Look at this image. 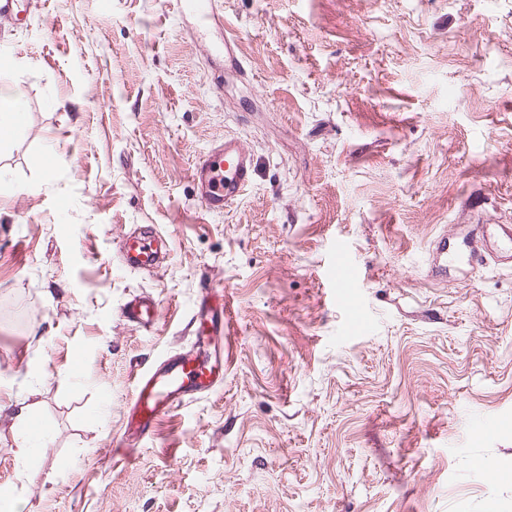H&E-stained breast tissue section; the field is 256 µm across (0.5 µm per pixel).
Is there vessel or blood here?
I'll return each instance as SVG.
<instances>
[{
	"instance_id": "vessel-or-blood-1",
	"label": "vessel or blood",
	"mask_w": 512,
	"mask_h": 512,
	"mask_svg": "<svg viewBox=\"0 0 512 512\" xmlns=\"http://www.w3.org/2000/svg\"><path fill=\"white\" fill-rule=\"evenodd\" d=\"M252 157L234 136L213 146L193 170V181L203 206L220 212L236 202L251 183ZM467 263L473 271L489 264L512 266V224H471L467 227ZM160 237L146 226L124 233L119 251L125 265L150 271L162 259ZM230 299L223 289H203L191 308L189 322L194 338L185 347L160 358L136 378L135 392L127 408L126 436L112 451L125 461L135 458V447L150 440L153 429L165 417L187 408L224 383V349L214 343L230 319ZM121 317L137 329L157 328L159 301L144 293L127 301Z\"/></svg>"
}]
</instances>
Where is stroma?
<instances>
[{
    "label": "stroma",
    "instance_id": "1",
    "mask_svg": "<svg viewBox=\"0 0 512 512\" xmlns=\"http://www.w3.org/2000/svg\"><path fill=\"white\" fill-rule=\"evenodd\" d=\"M211 3L0 6V512H512V267L429 252L512 224V0ZM227 135L252 183L213 213L192 172ZM143 225L153 271L118 251ZM211 283L223 386L115 463ZM142 293L149 332L119 317ZM23 103L17 88L11 87L0 77V144L16 127ZM160 240L161 237L150 226L124 233L119 243L123 262L131 269L153 270L162 259V248L158 246ZM120 316L137 329L151 331L160 322V302L153 295L143 293L127 301L120 309Z\"/></svg>",
    "mask_w": 512,
    "mask_h": 512
}]
</instances>
